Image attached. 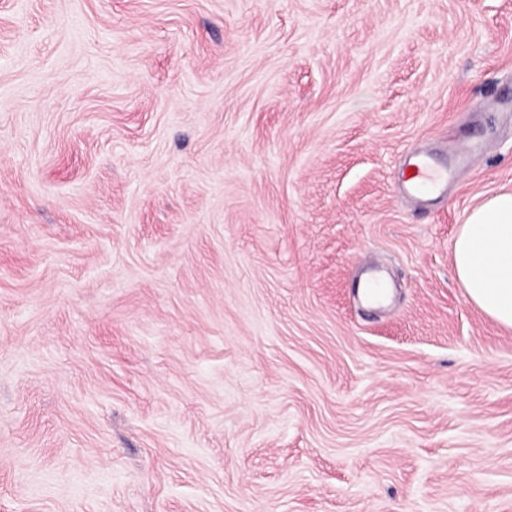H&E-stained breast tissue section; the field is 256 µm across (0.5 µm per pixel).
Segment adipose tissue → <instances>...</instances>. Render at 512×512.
Masks as SVG:
<instances>
[{"mask_svg":"<svg viewBox=\"0 0 512 512\" xmlns=\"http://www.w3.org/2000/svg\"><path fill=\"white\" fill-rule=\"evenodd\" d=\"M453 263L469 300L512 327V192L498 193L468 213L455 239Z\"/></svg>","mask_w":512,"mask_h":512,"instance_id":"ef3b65f1","label":"adipose tissue"}]
</instances>
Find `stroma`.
Returning a JSON list of instances; mask_svg holds the SVG:
<instances>
[{
  "label": "stroma",
  "instance_id": "1",
  "mask_svg": "<svg viewBox=\"0 0 512 512\" xmlns=\"http://www.w3.org/2000/svg\"><path fill=\"white\" fill-rule=\"evenodd\" d=\"M509 190L512 0H0V512H512ZM413 175L408 179L407 190L414 196H429L448 181V168L435 163L426 155L414 157ZM453 263L469 300L512 327V192L498 193L468 213L455 239Z\"/></svg>",
  "mask_w": 512,
  "mask_h": 512
}]
</instances>
